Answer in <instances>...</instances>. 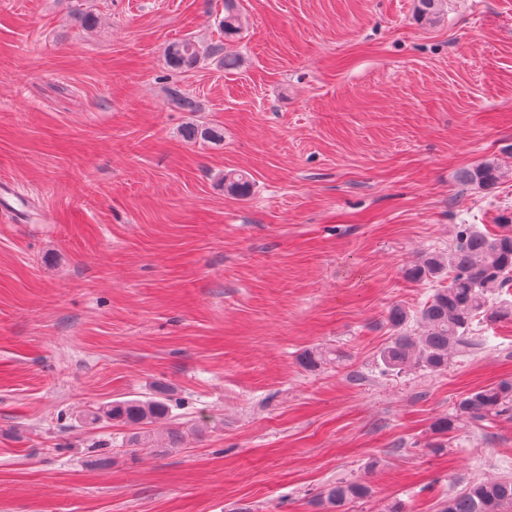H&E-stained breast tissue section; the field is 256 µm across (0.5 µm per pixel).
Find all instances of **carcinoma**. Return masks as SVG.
Segmentation results:
<instances>
[{"label":"carcinoma","instance_id":"cac0c4a2","mask_svg":"<svg viewBox=\"0 0 512 512\" xmlns=\"http://www.w3.org/2000/svg\"><path fill=\"white\" fill-rule=\"evenodd\" d=\"M224 36L241 32L236 0H224V19L220 21ZM218 51L193 38L169 44L166 63L174 70H188ZM189 140L221 137L215 127L192 125L186 128ZM501 177L493 164L481 163L462 172L463 183L490 189ZM225 190L243 197L250 192V180L243 174L224 175ZM500 232H479L462 226L457 241L446 252L427 255L409 271L414 280L446 278L447 285L433 289L421 307L417 321L425 328L421 335L407 330L408 313L401 307L390 310L387 323L396 336L379 352V360L389 372L421 367L431 373L448 370L449 359L469 345L475 321H497L512 318V306L494 305L490 295L512 287V217L505 218ZM171 395L161 391L145 399L118 400L100 404L79 416L81 423L93 425L111 420L133 430L128 451L137 452L150 442L144 426L170 417ZM512 411V381L500 380L478 387L462 396L454 413L439 418L434 427L440 434L451 432L465 419L482 421ZM372 488L364 481L340 482L324 489L320 504L330 512H344L351 501L370 496ZM442 512H512V477H500L471 484L462 492L448 497Z\"/></svg>","mask_w":512,"mask_h":512}]
</instances>
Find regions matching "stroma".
Instances as JSON below:
<instances>
[{"label":"stroma","mask_w":512,"mask_h":512,"mask_svg":"<svg viewBox=\"0 0 512 512\" xmlns=\"http://www.w3.org/2000/svg\"><path fill=\"white\" fill-rule=\"evenodd\" d=\"M240 6L228 39L224 0H0V181L32 216L0 213V512H324L360 479L349 512H438L512 476V413L430 448L461 396L512 378V320L443 374L376 361L388 310L432 293L407 270L512 213V0L434 23L415 0ZM185 37L237 67L169 68ZM482 162L504 172L486 191L460 179ZM162 387L137 454L78 420ZM372 488L364 481L340 482L330 485L320 494V504L326 505L328 511L343 512L351 501L370 496Z\"/></svg>","instance_id":"35a3bbf8"}]
</instances>
